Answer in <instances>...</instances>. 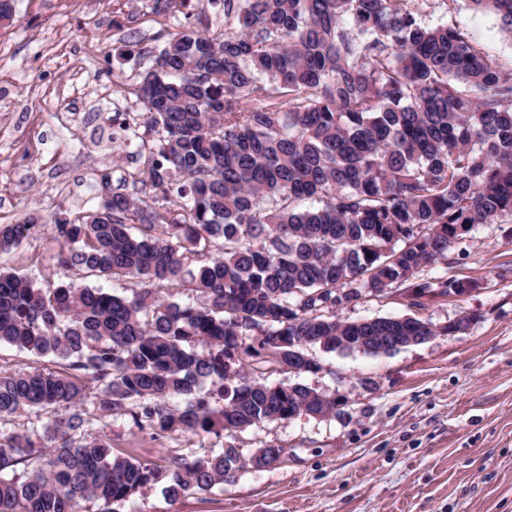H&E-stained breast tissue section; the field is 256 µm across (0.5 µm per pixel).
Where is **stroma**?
Instances as JSON below:
<instances>
[{"label":"stroma","mask_w":512,"mask_h":512,"mask_svg":"<svg viewBox=\"0 0 512 512\" xmlns=\"http://www.w3.org/2000/svg\"><path fill=\"white\" fill-rule=\"evenodd\" d=\"M426 26L466 32L503 74H512V35L468 0H412ZM177 22L148 0H15L0 24V224L38 213L43 223L95 209L101 185L138 190L145 160L113 140L103 111L139 112L132 93ZM51 73L45 84L43 73ZM58 248L37 234L0 257L37 285L62 281ZM417 280L467 279L471 288L415 298L407 286L363 294L339 309L357 321L411 315L458 332L391 354L318 352L320 372L300 381L345 400L342 415L257 424L232 437L243 455L278 446L282 463L245 467L207 493L169 500L154 486L119 512H512V214L475 225ZM107 431L115 452L143 460L203 456L212 435L136 428Z\"/></svg>","instance_id":"1"}]
</instances>
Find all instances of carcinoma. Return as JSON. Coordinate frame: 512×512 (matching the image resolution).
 Here are the masks:
<instances>
[{"label":"carcinoma","mask_w":512,"mask_h":512,"mask_svg":"<svg viewBox=\"0 0 512 512\" xmlns=\"http://www.w3.org/2000/svg\"><path fill=\"white\" fill-rule=\"evenodd\" d=\"M150 2L179 32L135 88L139 192L54 224H0V255L39 226L75 276L37 288L0 270V344L60 364L0 370V422L48 414L39 430L0 429V512H118L157 484L171 500L224 485L244 467L238 448L143 461L92 421L219 438L304 404L333 415L313 388L268 382L257 347L286 358L321 347L313 336L382 335L336 310L363 289L425 294L420 266L512 212V78L468 34L421 24L406 0H224L232 32L189 0ZM470 2L512 35V0ZM305 199L318 206L298 209ZM282 459L269 446L250 462Z\"/></svg>","instance_id":"cac0c4a2"}]
</instances>
